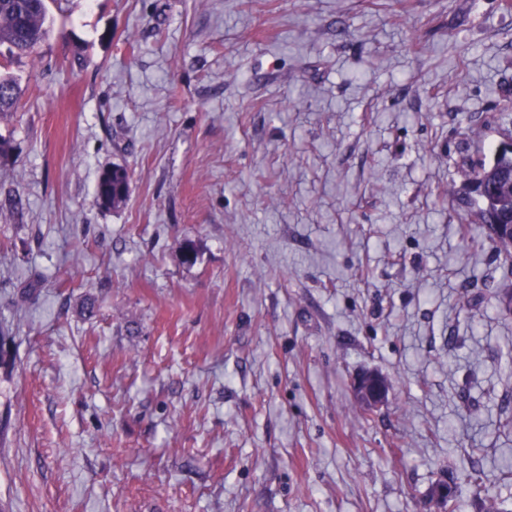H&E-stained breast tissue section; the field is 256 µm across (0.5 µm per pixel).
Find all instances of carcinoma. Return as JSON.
Listing matches in <instances>:
<instances>
[{"label":"carcinoma","mask_w":512,"mask_h":512,"mask_svg":"<svg viewBox=\"0 0 512 512\" xmlns=\"http://www.w3.org/2000/svg\"><path fill=\"white\" fill-rule=\"evenodd\" d=\"M50 31L45 0H0V60L11 62L35 58ZM20 107L16 79L0 74V115ZM462 187L449 192L457 207L469 215L497 252L512 255V233L496 235L488 225H512V150H496L493 161H469L461 168ZM129 174L123 167L108 170V179L98 181L96 196L100 206L116 208L125 203Z\"/></svg>","instance_id":"carcinoma-1"}]
</instances>
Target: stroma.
Wrapping results in <instances>:
<instances>
[{
  "label": "stroma",
  "instance_id": "stroma-1",
  "mask_svg": "<svg viewBox=\"0 0 512 512\" xmlns=\"http://www.w3.org/2000/svg\"><path fill=\"white\" fill-rule=\"evenodd\" d=\"M47 7L0 116V512H512V259L448 196L512 133V0ZM108 179L103 181L100 177L96 196L100 206L104 208H116L123 205L129 192V174L123 167H115L107 170ZM352 388L357 403L368 408L370 412L378 410L388 402L390 383L377 372L359 373L352 382ZM453 486L455 488V491L452 490L450 486H448V481H442L439 483L433 497V502L436 505L435 511L444 512L443 505L446 500H448V503L445 504V512L462 511L461 499L457 493L455 484H453ZM448 488L451 490V494L449 497Z\"/></svg>",
  "mask_w": 512,
  "mask_h": 512
}]
</instances>
